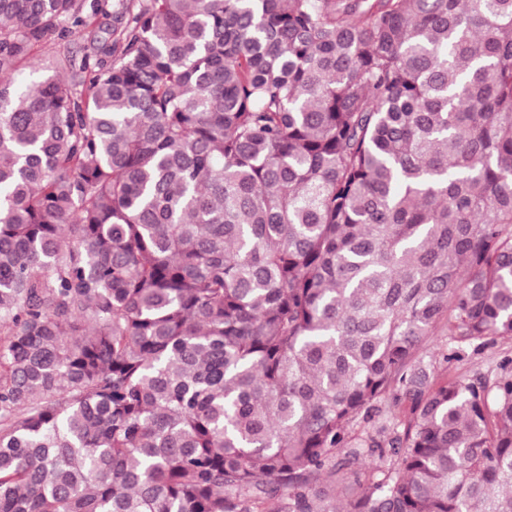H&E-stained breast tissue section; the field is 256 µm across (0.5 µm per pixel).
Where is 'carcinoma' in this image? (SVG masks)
<instances>
[{
    "instance_id": "1",
    "label": "carcinoma",
    "mask_w": 512,
    "mask_h": 512,
    "mask_svg": "<svg viewBox=\"0 0 512 512\" xmlns=\"http://www.w3.org/2000/svg\"><path fill=\"white\" fill-rule=\"evenodd\" d=\"M103 11L0 0V512H512V0ZM504 358L512 359V338L497 339L479 351H467L466 357L460 362L448 364V368L441 366L439 373L442 377L472 379L486 373L488 369Z\"/></svg>"
}]
</instances>
